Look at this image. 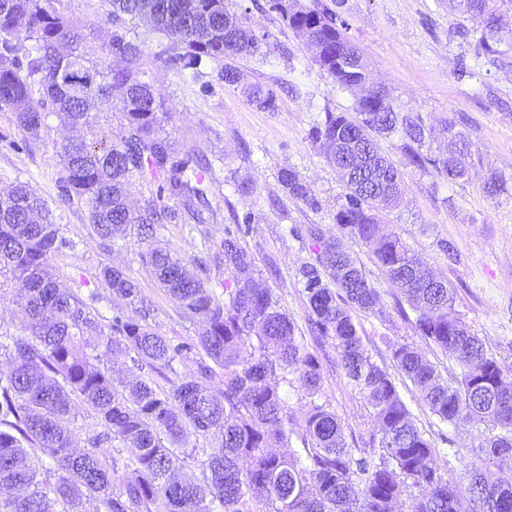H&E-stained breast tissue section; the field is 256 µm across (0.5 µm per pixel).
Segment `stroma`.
<instances>
[{
    "label": "stroma",
    "mask_w": 512,
    "mask_h": 512,
    "mask_svg": "<svg viewBox=\"0 0 512 512\" xmlns=\"http://www.w3.org/2000/svg\"><path fill=\"white\" fill-rule=\"evenodd\" d=\"M233 2L248 8L254 31L264 38L260 54L240 60L239 66L246 82L275 91L278 109L264 111L240 89L218 81L207 88L170 72L152 75L155 95L169 111L167 135L213 163V221L170 224L161 237L180 253L190 272L214 283L227 277L228 270L213 260L203 242L234 232L254 261L257 285L277 298L296 336L321 366L316 398L298 386L290 390L294 414L302 415L310 401L326 403L341 420L349 446L364 448L376 427L373 410L346 378L333 343L312 335L299 276L301 266L314 258L307 227L315 224L323 235H336L334 216L346 193L311 132L324 111H352L355 97L334 86L313 63L311 51L269 11L267 0ZM338 7L349 40L368 62L372 82L384 86L402 110L422 117L428 129L422 153L443 150L442 126L448 117L461 113L467 118L464 132L472 166L468 178L452 184L433 168L409 165L400 135L381 140L404 174L405 191L398 207L381 213L380 225L398 233L454 288L457 313L512 377V48L499 61H483L472 77L461 73L459 65L475 59L474 44L464 32L478 21L450 12L448 0H344ZM59 8L82 22L84 51L99 60L112 29L105 0H61ZM288 167L304 177L317 208L283 191L278 175ZM492 171L506 180L505 193L493 200L482 190ZM61 175L52 148L27 137L13 112L0 111V190L18 181L29 183L48 202L71 242L50 259L56 280L81 297H94L95 308L109 321L134 313L97 277L101 266H119L151 301L152 325L175 344L194 338L197 326L191 316L159 288L142 261L147 242L134 236L116 243L100 239L84 205L61 202ZM343 244L381 294L378 313L357 311L354 320L373 361L392 367L394 344L420 346L424 340L413 320L396 313L394 289L378 270L370 247L350 237ZM112 364L126 377L153 381L161 392L194 370L189 360L174 362L162 376L127 356ZM399 391L417 426L434 441L445 478L459 481L466 464L482 462L479 428L439 423L411 383L400 384Z\"/></svg>",
    "instance_id": "35a3bbf8"
}]
</instances>
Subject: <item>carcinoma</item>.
<instances>
[{
  "label": "carcinoma",
  "mask_w": 512,
  "mask_h": 512,
  "mask_svg": "<svg viewBox=\"0 0 512 512\" xmlns=\"http://www.w3.org/2000/svg\"><path fill=\"white\" fill-rule=\"evenodd\" d=\"M60 0H0V110L15 114L31 137L48 135L57 114L77 128L89 125L91 103L120 114L121 135L98 126L88 138L53 142L62 166L60 197L86 207L89 223L108 240L137 231L143 240L179 220L207 223L211 162L178 148L163 132L167 109L156 98L149 71H172L197 81L203 60L217 80L241 81L236 59L253 56L260 39L229 0H107L112 31L104 59L80 51L85 40L78 19L59 11ZM314 62L341 89L360 91L357 117L325 112L312 137L340 173L348 192L335 215L343 236L376 243L381 274L416 313L426 344L447 352L460 373L445 378L412 344L392 349L393 364L416 388L420 400L442 424L484 426L482 464L465 466L460 485L445 479L436 447L416 425L396 379L372 361L352 310L372 312L380 294L344 250L338 237L310 227L316 263L301 269L303 293L316 333L332 340L352 386L373 408L378 433L370 442L372 461L349 448L344 426L325 404L312 400L301 418L288 405L283 385L297 382L318 393L320 364L295 336V327L269 290L253 279V264L232 233L220 242L232 275L222 295L190 274L167 246L155 244L143 262L157 283L183 310L199 318L195 339L171 344L148 321L149 309L134 279L107 264L100 276L112 292L134 306V315L101 318L48 274L49 258L68 247L47 202L26 182L0 194V276L16 293L20 333L0 332V512H82L86 499L97 512H395L408 488V512H512V381L480 338L454 312V292L434 280L396 234H379V213L397 205L404 174L386 157L378 138L395 133L408 140L409 164L431 166L453 183L470 165L469 144L457 125L444 122L445 151L423 156L422 119L398 108L389 94L367 88L363 54L345 35L347 24L327 6L300 0H269ZM451 10L477 16L478 54L497 57L512 40V0H448ZM150 23L160 35L149 52L131 34ZM127 63L114 68L108 59ZM260 109L277 110L273 89L244 87ZM157 185L156 195L138 206L128 201L133 181ZM289 196L311 207L317 201L292 169L280 173ZM484 190L505 191L502 176L490 173ZM178 200L171 208L164 195ZM127 354L161 373L176 359L193 358L195 373L159 393L138 380L118 388L114 370L92 351ZM248 356H243L245 349ZM221 375L216 386L209 381ZM93 412L101 426L74 444L70 418L78 407ZM218 437L202 449L203 480L178 477L194 456L189 437ZM120 441L130 449L124 472L103 445ZM302 445V451L282 452ZM497 477L487 476L490 467Z\"/></svg>",
  "instance_id": "carcinoma-1"
}]
</instances>
